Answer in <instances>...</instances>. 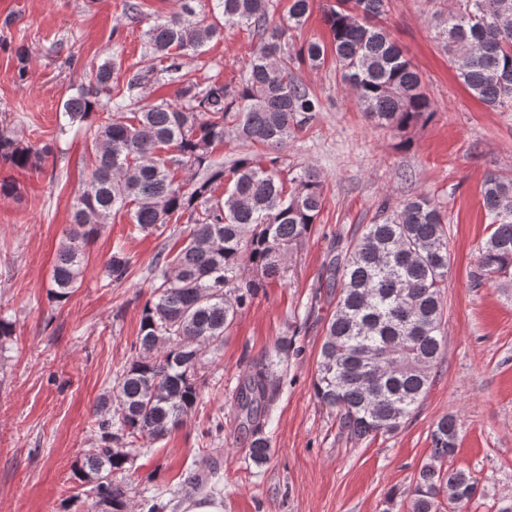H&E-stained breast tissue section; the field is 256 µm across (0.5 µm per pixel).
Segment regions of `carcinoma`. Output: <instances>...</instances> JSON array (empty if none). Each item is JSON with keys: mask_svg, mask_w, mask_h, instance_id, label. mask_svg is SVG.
Masks as SVG:
<instances>
[{"mask_svg": "<svg viewBox=\"0 0 512 512\" xmlns=\"http://www.w3.org/2000/svg\"><path fill=\"white\" fill-rule=\"evenodd\" d=\"M193 2L181 0L180 10L146 31L149 65L127 70L116 84V63L108 58L63 104L70 122L89 123L93 169L57 252L53 301H65L81 285L86 247L111 216L124 212L147 233L186 224L180 247L156 258L135 354L96 404L95 444L74 464V476L105 512H126L128 488L118 476L133 452L181 427L197 404L202 346L222 340L260 290L280 277L288 251L311 235L322 208L323 185L312 167L285 181L278 156L243 152L228 165L215 157L228 136L275 151L317 121L323 104L298 70L321 65L326 46L292 41L311 0H289L283 25L271 23L275 0H212L210 23L196 18ZM390 2L335 0L325 22L342 83L376 126L401 130L436 109L383 24ZM242 25L260 44L237 82H200L183 72L184 57L223 36L224 27ZM438 34L471 94L498 112H512V0H448ZM160 80L180 84L178 100L134 108L138 90ZM104 112L119 117H100ZM52 153L49 143L24 145L0 130V165L37 170ZM184 170L190 178H180ZM481 198L490 233L478 248L476 278L511 280L512 178L488 174ZM447 224V214L425 194L396 206L386 201L330 263L327 287L339 293L312 388L354 438L395 433L429 391L444 345ZM131 267L118 246L106 277L122 282ZM289 347L283 338L236 393L235 410L257 465L269 457L263 428L276 393L274 367ZM460 429L454 415L434 425L431 454L407 512H444L450 496L458 512H468L479 480L448 466Z\"/></svg>", "mask_w": 512, "mask_h": 512, "instance_id": "cac0c4a2", "label": "carcinoma"}]
</instances>
